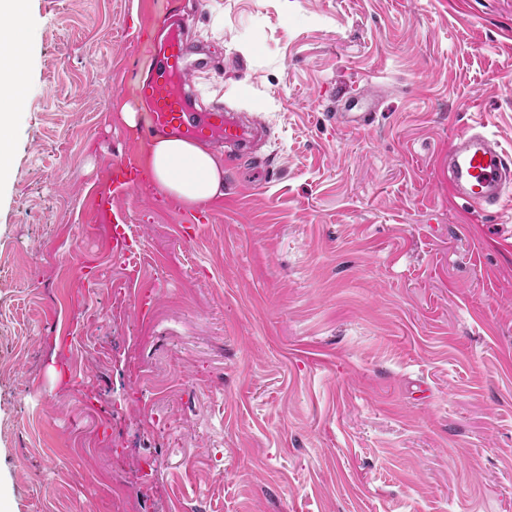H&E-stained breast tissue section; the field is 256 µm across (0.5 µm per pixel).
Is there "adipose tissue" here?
Here are the masks:
<instances>
[{
  "label": "adipose tissue",
  "mask_w": 512,
  "mask_h": 512,
  "mask_svg": "<svg viewBox=\"0 0 512 512\" xmlns=\"http://www.w3.org/2000/svg\"><path fill=\"white\" fill-rule=\"evenodd\" d=\"M30 36L25 0H0V180L7 176L12 132L28 80L23 47ZM148 182L186 208L224 195V163L205 148L173 135L155 136L147 147Z\"/></svg>",
  "instance_id": "obj_1"
}]
</instances>
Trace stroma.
<instances>
[{
  "mask_svg": "<svg viewBox=\"0 0 512 512\" xmlns=\"http://www.w3.org/2000/svg\"><path fill=\"white\" fill-rule=\"evenodd\" d=\"M181 9L197 110L262 127L187 209L90 193ZM29 79L0 182L8 512H512V222L448 192L473 113L512 152V0H26ZM374 101L366 128L337 120ZM96 383L101 427L65 376ZM140 182L139 166L128 159L113 162L110 170V190L98 191L94 197L95 211L108 224L114 247L121 253H132L130 228L125 214L116 206L115 200L126 194Z\"/></svg>",
  "mask_w": 512,
  "mask_h": 512,
  "instance_id": "35a3bbf8",
  "label": "stroma"
}]
</instances>
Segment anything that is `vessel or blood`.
Here are the masks:
<instances>
[{
    "label": "vessel or blood",
    "instance_id": "vessel-or-blood-1",
    "mask_svg": "<svg viewBox=\"0 0 512 512\" xmlns=\"http://www.w3.org/2000/svg\"><path fill=\"white\" fill-rule=\"evenodd\" d=\"M161 36L155 44V64L137 88L140 104L149 114L148 134H175L201 143L223 141L230 158L242 157L254 137V131L241 123L228 107L216 106L195 111L185 90L189 58L193 46L180 31L183 16L170 13L156 21ZM448 189L458 198L485 209H500L506 187L512 186V153L477 119L468 130L448 146ZM140 181L139 166L128 159L113 162L110 188L94 197L96 212L108 225L114 247L128 253L130 228L115 200Z\"/></svg>",
    "mask_w": 512,
    "mask_h": 512
}]
</instances>
